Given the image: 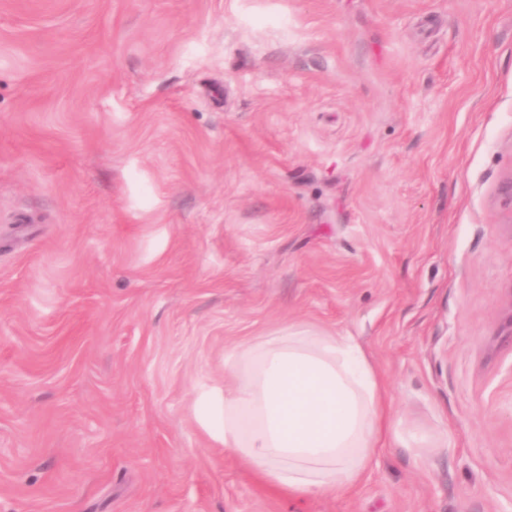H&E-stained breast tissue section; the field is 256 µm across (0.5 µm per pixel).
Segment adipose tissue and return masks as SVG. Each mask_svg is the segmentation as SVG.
<instances>
[{
    "label": "adipose tissue",
    "instance_id": "1",
    "mask_svg": "<svg viewBox=\"0 0 512 512\" xmlns=\"http://www.w3.org/2000/svg\"><path fill=\"white\" fill-rule=\"evenodd\" d=\"M222 438L261 482L293 498L351 488L392 428L382 380L348 336L286 331L232 356Z\"/></svg>",
    "mask_w": 512,
    "mask_h": 512
}]
</instances>
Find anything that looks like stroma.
Instances as JSON below:
<instances>
[{
	"mask_svg": "<svg viewBox=\"0 0 512 512\" xmlns=\"http://www.w3.org/2000/svg\"><path fill=\"white\" fill-rule=\"evenodd\" d=\"M512 0H0V512H512ZM350 336L394 431L292 499L231 354Z\"/></svg>",
	"mask_w": 512,
	"mask_h": 512,
	"instance_id": "stroma-1",
	"label": "stroma"
}]
</instances>
